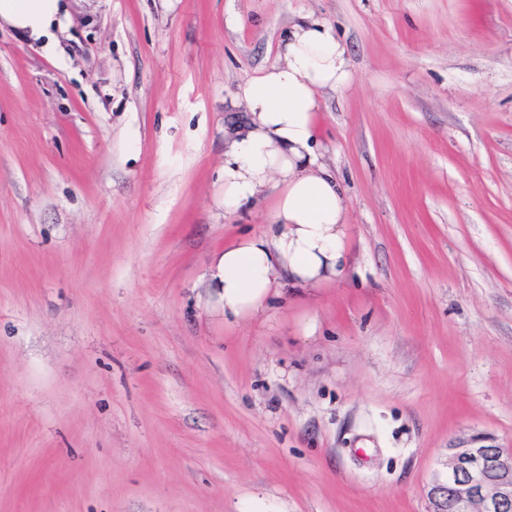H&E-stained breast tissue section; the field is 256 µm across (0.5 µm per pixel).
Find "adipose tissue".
I'll return each instance as SVG.
<instances>
[{
    "label": "adipose tissue",
    "instance_id": "adipose-tissue-1",
    "mask_svg": "<svg viewBox=\"0 0 512 512\" xmlns=\"http://www.w3.org/2000/svg\"><path fill=\"white\" fill-rule=\"evenodd\" d=\"M60 0H0V20L54 51L64 23ZM352 79L347 50L328 22L292 25L277 58L239 85L243 124L224 133V212L252 208L276 192L267 231L244 232L224 248L216 269L224 320L262 313L271 295L343 279L349 265L345 190L319 160V94Z\"/></svg>",
    "mask_w": 512,
    "mask_h": 512
}]
</instances>
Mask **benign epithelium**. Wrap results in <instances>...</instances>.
<instances>
[{
  "instance_id": "benign-epithelium-1",
  "label": "benign epithelium",
  "mask_w": 512,
  "mask_h": 512,
  "mask_svg": "<svg viewBox=\"0 0 512 512\" xmlns=\"http://www.w3.org/2000/svg\"><path fill=\"white\" fill-rule=\"evenodd\" d=\"M427 496L431 512H512V448H449L446 476Z\"/></svg>"
}]
</instances>
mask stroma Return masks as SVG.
I'll return each mask as SVG.
<instances>
[{"label": "stroma", "mask_w": 512, "mask_h": 512, "mask_svg": "<svg viewBox=\"0 0 512 512\" xmlns=\"http://www.w3.org/2000/svg\"><path fill=\"white\" fill-rule=\"evenodd\" d=\"M64 2L0 22V512H430L512 446V0ZM307 15L349 269L228 324L224 129ZM61 0H1L0 20L21 30L32 42L42 43L47 52H54L57 42L55 30L64 23V5Z\"/></svg>", "instance_id": "1"}]
</instances>
